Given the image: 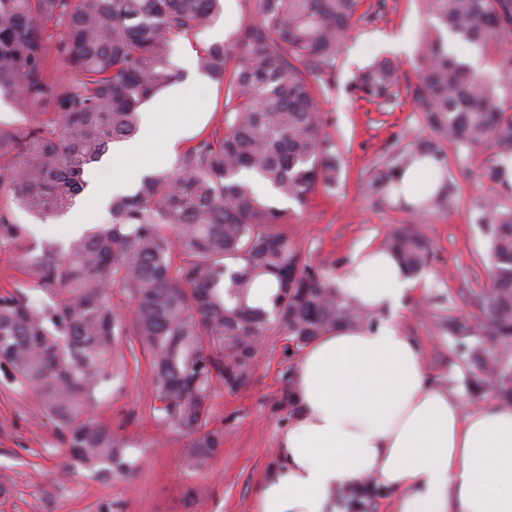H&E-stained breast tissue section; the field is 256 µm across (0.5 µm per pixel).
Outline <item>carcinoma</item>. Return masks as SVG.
I'll return each instance as SVG.
<instances>
[{
    "label": "carcinoma",
    "instance_id": "cac0c4a2",
    "mask_svg": "<svg viewBox=\"0 0 512 512\" xmlns=\"http://www.w3.org/2000/svg\"><path fill=\"white\" fill-rule=\"evenodd\" d=\"M435 20L421 39L417 108L438 135L403 151L381 178L428 157L446 169L444 138L459 150L488 143L512 150V0H421ZM360 0H258V18L228 42L203 46L197 69L224 89V134H207L172 170L144 175L131 193L112 196V223L68 243L50 244L27 265L30 287L56 302L0 297V364L38 396L59 424L70 457L94 472L129 473L122 443L91 410L112 380L108 362L120 336L149 355L159 423L193 436L184 458L204 466L221 446L206 430L207 403L219 383L234 388L259 346L277 328L304 347L340 325L365 321L320 272L303 263L281 230L338 173L309 75L332 69L343 35L369 18ZM220 0H0V96L25 110L0 121V236L15 237L14 209L42 220L68 214L87 186V170L110 144L133 137L141 106L179 77L173 44L195 39L220 14ZM453 37L480 52L497 48L499 80L489 81L448 48ZM399 84L396 68L375 61L356 88L374 101ZM246 173L275 192H257ZM496 160L488 179L512 190ZM446 177L410 207L420 216L451 194ZM494 260L492 288L478 295L489 323L473 347L471 382L497 376L512 352V204L476 205ZM412 275L430 246L415 229L385 239ZM276 289L271 307L252 291ZM126 289L133 325L109 296Z\"/></svg>",
    "mask_w": 512,
    "mask_h": 512
}]
</instances>
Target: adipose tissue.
Returning <instances> with one entry per match:
<instances>
[{"label": "adipose tissue", "mask_w": 512, "mask_h": 512, "mask_svg": "<svg viewBox=\"0 0 512 512\" xmlns=\"http://www.w3.org/2000/svg\"><path fill=\"white\" fill-rule=\"evenodd\" d=\"M181 98L173 87L144 112L138 136L117 144L114 159L146 170L173 152L189 133L168 112ZM415 289L391 254L356 248L340 292L384 319L336 327L300 355L294 414L255 512H335L338 488L372 480L396 491L394 512H512V406L467 413L429 384L419 346L398 323Z\"/></svg>", "instance_id": "adipose-tissue-1"}]
</instances>
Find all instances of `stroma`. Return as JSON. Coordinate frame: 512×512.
<instances>
[{"label":"stroma","instance_id":"1","mask_svg":"<svg viewBox=\"0 0 512 512\" xmlns=\"http://www.w3.org/2000/svg\"><path fill=\"white\" fill-rule=\"evenodd\" d=\"M215 25L198 40L178 41L173 61L184 66L200 45L222 42L256 16L255 0H220ZM370 20L344 38L332 72L311 82L336 143L339 177L329 189H317L305 205L289 203L292 219L285 230L304 263L341 279L352 251L363 242L382 245L395 228L414 224L431 246L428 265L418 274L419 290L401 312L405 335L417 341L431 383L452 393L464 409L498 402L496 386L472 387L466 366L475 341L448 333L449 317L483 319L474 293L491 288L487 239L475 223L473 208L487 195L503 196L485 166L494 151L479 146L470 154L444 143L447 178L453 192L443 206L412 217L380 179L392 159L410 145L430 138L431 129L418 112L412 88L418 81L420 39L431 23L419 0H364ZM385 60L400 74L390 96L371 102L355 88L356 76L374 60ZM188 94L172 107L175 118L204 115L207 132L222 129L224 94L196 68L181 80ZM19 235L0 239V295H19L27 279L26 262L43 244L68 242L65 224L40 222L15 212ZM301 354L294 342L271 331L251 368L233 389L218 386L209 401L211 430L223 443L205 467L187 468L184 450L190 435L157 425L152 406L147 357L133 359L128 337L112 350V380L101 391L95 415L123 443L132 472L105 476L82 468L70 458L59 427L38 398L0 365V512H253L257 487L276 463L280 432L294 413L293 375ZM395 494L373 483L364 490L340 488L336 512H392Z\"/></svg>","mask_w":512,"mask_h":512}]
</instances>
